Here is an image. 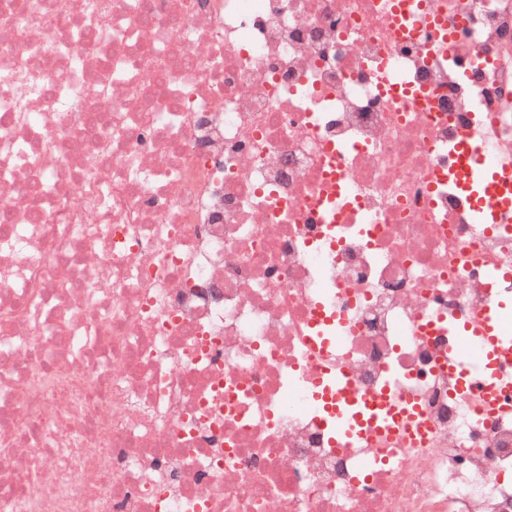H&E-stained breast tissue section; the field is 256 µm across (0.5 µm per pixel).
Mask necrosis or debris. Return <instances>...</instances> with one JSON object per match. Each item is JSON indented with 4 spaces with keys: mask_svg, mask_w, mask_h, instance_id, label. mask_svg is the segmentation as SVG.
Segmentation results:
<instances>
[{
    "mask_svg": "<svg viewBox=\"0 0 512 512\" xmlns=\"http://www.w3.org/2000/svg\"><path fill=\"white\" fill-rule=\"evenodd\" d=\"M0 0V512H512L446 362L512 298V0ZM409 426L332 442L317 383ZM459 154L455 156L453 168L456 170L460 186L472 200L475 211L484 224H495L498 217H512V177L500 170L496 165L486 161L477 146L466 137L458 147ZM493 196L497 202L496 208L490 212L486 206L484 192Z\"/></svg>",
    "mask_w": 512,
    "mask_h": 512,
    "instance_id": "4bbe7bcc",
    "label": "necrosis or debris"
}]
</instances>
